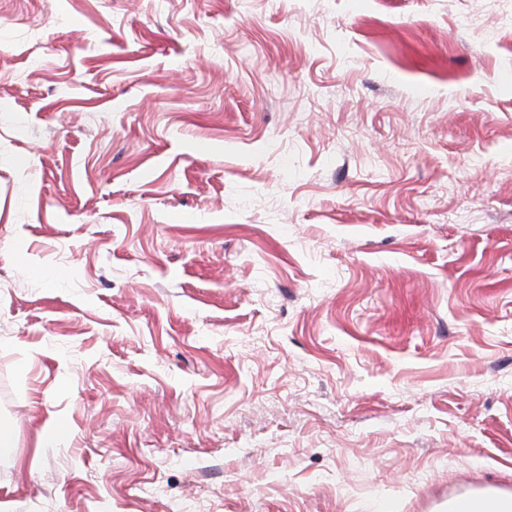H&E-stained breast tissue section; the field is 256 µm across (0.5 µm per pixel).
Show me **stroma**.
Returning <instances> with one entry per match:
<instances>
[{
    "label": "stroma",
    "mask_w": 512,
    "mask_h": 512,
    "mask_svg": "<svg viewBox=\"0 0 512 512\" xmlns=\"http://www.w3.org/2000/svg\"><path fill=\"white\" fill-rule=\"evenodd\" d=\"M510 70L512 0H0V512L511 495Z\"/></svg>",
    "instance_id": "35a3bbf8"
}]
</instances>
